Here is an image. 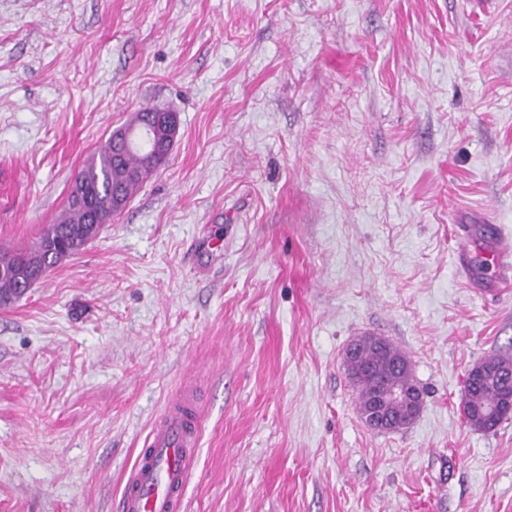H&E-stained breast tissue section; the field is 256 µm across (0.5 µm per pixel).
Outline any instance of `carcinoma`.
<instances>
[{
	"label": "carcinoma",
	"mask_w": 512,
	"mask_h": 512,
	"mask_svg": "<svg viewBox=\"0 0 512 512\" xmlns=\"http://www.w3.org/2000/svg\"><path fill=\"white\" fill-rule=\"evenodd\" d=\"M122 129L112 132L100 148L74 177L92 194L94 210L68 203L53 224L44 227L27 249H8L0 257L19 261L20 270L14 274H0V304L7 305L24 292L27 282H34L61 261L79 254L96 237L99 228L109 223L119 212L114 201L124 203L132 199L140 185L166 162V156H150L140 147H128L120 136ZM61 242L63 249L50 250V243ZM367 352L352 358L350 371L357 372L359 413H364V399L373 395L377 387L375 375L390 371L406 361L405 353L391 342L385 350L378 349V338L363 337ZM479 382L464 380V391L470 393L466 402L469 422L481 431H492L506 418L503 414L506 399L512 396V359L491 357L481 362Z\"/></svg>",
	"instance_id": "cac0c4a2"
}]
</instances>
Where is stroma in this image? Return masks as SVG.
Returning <instances> with one entry per match:
<instances>
[{"label":"stroma","instance_id":"1","mask_svg":"<svg viewBox=\"0 0 512 512\" xmlns=\"http://www.w3.org/2000/svg\"><path fill=\"white\" fill-rule=\"evenodd\" d=\"M167 164L0 305V512H119L156 418L197 392L181 512H512V0H0V245L24 247L141 108ZM424 392L362 421L348 344ZM482 371L477 374L479 382L468 377L464 380V391H471L470 399L466 402L469 422L481 431H492L506 418L503 414L506 399L511 395L512 359L507 357H491L483 362Z\"/></svg>","mask_w":512,"mask_h":512}]
</instances>
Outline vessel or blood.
<instances>
[{"instance_id": "b4317fda", "label": "vessel or blood", "mask_w": 512, "mask_h": 512, "mask_svg": "<svg viewBox=\"0 0 512 512\" xmlns=\"http://www.w3.org/2000/svg\"><path fill=\"white\" fill-rule=\"evenodd\" d=\"M199 433L195 399L187 391L166 406L138 454L121 512H177Z\"/></svg>"}]
</instances>
